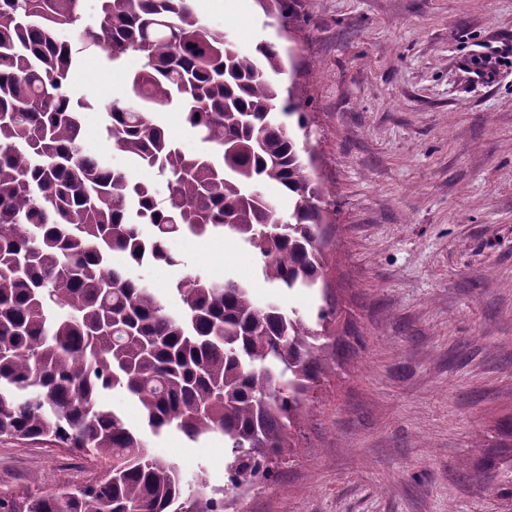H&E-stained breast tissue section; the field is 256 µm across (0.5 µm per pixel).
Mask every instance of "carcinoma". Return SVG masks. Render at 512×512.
<instances>
[{"label":"carcinoma","instance_id":"1","mask_svg":"<svg viewBox=\"0 0 512 512\" xmlns=\"http://www.w3.org/2000/svg\"><path fill=\"white\" fill-rule=\"evenodd\" d=\"M82 0H0V438L49 441L90 461L93 474L43 494L0 497V512H224V490L186 492L180 471L148 450L170 430L190 441L224 437L227 486L277 473L290 434L308 414L302 395L328 369L315 351L336 337L330 303L316 324L247 286L190 271L169 308L133 270L181 266L175 239L222 233L247 245L279 290L324 275L318 245L326 201L279 115L306 128L293 88L267 78L283 59L252 52L204 26L192 0H97L98 28ZM138 59L131 101L104 107L113 147L167 182L158 198L84 152L68 88L81 51ZM186 115L203 145L180 147L158 118ZM288 199V218L254 187ZM135 398L134 430L103 394Z\"/></svg>","mask_w":512,"mask_h":512}]
</instances>
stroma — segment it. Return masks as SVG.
<instances>
[{"label":"stroma","mask_w":512,"mask_h":512,"mask_svg":"<svg viewBox=\"0 0 512 512\" xmlns=\"http://www.w3.org/2000/svg\"><path fill=\"white\" fill-rule=\"evenodd\" d=\"M199 20L242 50H286L282 85L308 114L326 214V271L280 293L246 246L184 236L181 266L134 275L171 290L185 270L248 286L258 306L313 316L346 346L319 355L334 376L307 394L275 481L226 489L215 435L170 432L152 451L186 488L206 477L228 512H512V0H293L288 33L258 0H193ZM490 63L493 79L479 76ZM138 61L84 54L70 75L83 141L127 168L104 105L130 94ZM86 462L46 441L0 439V497L80 482Z\"/></svg>","instance_id":"stroma-1"}]
</instances>
